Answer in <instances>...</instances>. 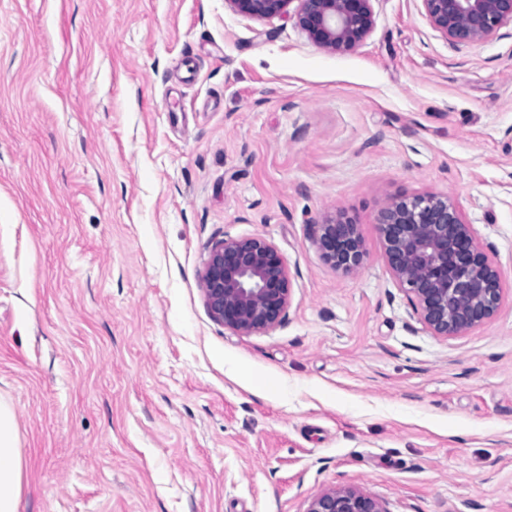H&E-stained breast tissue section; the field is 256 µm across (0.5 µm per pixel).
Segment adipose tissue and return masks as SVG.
Listing matches in <instances>:
<instances>
[{
    "label": "adipose tissue",
    "instance_id": "adipose-tissue-1",
    "mask_svg": "<svg viewBox=\"0 0 512 512\" xmlns=\"http://www.w3.org/2000/svg\"><path fill=\"white\" fill-rule=\"evenodd\" d=\"M23 480V459L12 408L0 400V512H18Z\"/></svg>",
    "mask_w": 512,
    "mask_h": 512
}]
</instances>
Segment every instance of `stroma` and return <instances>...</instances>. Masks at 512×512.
Returning a JSON list of instances; mask_svg holds the SVG:
<instances>
[{"label": "stroma", "mask_w": 512, "mask_h": 512, "mask_svg": "<svg viewBox=\"0 0 512 512\" xmlns=\"http://www.w3.org/2000/svg\"><path fill=\"white\" fill-rule=\"evenodd\" d=\"M355 50L227 0H0V399L19 512H512V26L477 43L372 0ZM460 203L496 315L434 335L385 206ZM362 234L355 272L319 226ZM262 237L285 318L214 320V245ZM317 246L324 260L336 270L351 272L364 260L365 250L357 224L327 221L320 224ZM306 512H385V509L361 491L344 487L317 494Z\"/></svg>", "instance_id": "35a3bbf8"}]
</instances>
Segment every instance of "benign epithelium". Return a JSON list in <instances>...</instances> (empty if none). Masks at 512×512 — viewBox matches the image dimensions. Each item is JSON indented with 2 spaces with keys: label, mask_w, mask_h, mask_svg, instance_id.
Listing matches in <instances>:
<instances>
[{
  "label": "benign epithelium",
  "mask_w": 512,
  "mask_h": 512,
  "mask_svg": "<svg viewBox=\"0 0 512 512\" xmlns=\"http://www.w3.org/2000/svg\"><path fill=\"white\" fill-rule=\"evenodd\" d=\"M254 19L288 15L318 47L346 53L370 33L372 0H227ZM431 25L446 38L480 42L512 25V0H423ZM378 232L393 278L422 322L436 336H457L489 321L502 301L500 273L465 222L461 206L437 195L391 201ZM317 246L324 260L344 272L358 269L365 250L358 225L327 221ZM202 289L213 318L251 335L281 322L292 284L283 257L262 237L226 239L205 265ZM307 512H386L350 488L314 496Z\"/></svg>",
  "instance_id": "7a95c632"
}]
</instances>
